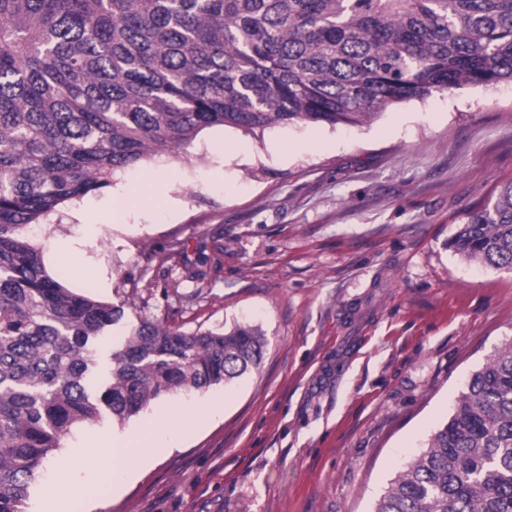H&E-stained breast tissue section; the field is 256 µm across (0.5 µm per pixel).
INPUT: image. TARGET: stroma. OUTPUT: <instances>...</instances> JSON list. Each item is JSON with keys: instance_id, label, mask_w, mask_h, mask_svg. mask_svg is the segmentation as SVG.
<instances>
[{"instance_id": "obj_1", "label": "stroma", "mask_w": 512, "mask_h": 512, "mask_svg": "<svg viewBox=\"0 0 512 512\" xmlns=\"http://www.w3.org/2000/svg\"><path fill=\"white\" fill-rule=\"evenodd\" d=\"M156 173L157 191L143 190ZM509 179L505 82L394 104L355 127H213L180 156L148 158L60 206L36 231L44 253L69 237L86 252L49 273L126 304L97 345L100 375L144 318L185 332L252 325L267 345L260 368L231 383L72 429L27 512L93 484L90 512H371L473 372L512 345V273L448 247L465 213ZM130 187L141 193L124 223L81 222ZM173 243L166 267L150 263ZM168 409L205 418L99 484L112 436Z\"/></svg>"}]
</instances>
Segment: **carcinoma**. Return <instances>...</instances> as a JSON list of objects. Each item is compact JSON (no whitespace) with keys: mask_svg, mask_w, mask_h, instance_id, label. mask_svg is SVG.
<instances>
[{"mask_svg":"<svg viewBox=\"0 0 512 512\" xmlns=\"http://www.w3.org/2000/svg\"><path fill=\"white\" fill-rule=\"evenodd\" d=\"M512 82V0H0V512H25L78 425L259 368L264 332L140 321L94 386L124 316L45 269L29 228L205 128L361 125L375 110ZM512 271V179L448 239ZM372 512H512V346Z\"/></svg>","mask_w":512,"mask_h":512,"instance_id":"1","label":"carcinoma"}]
</instances>
